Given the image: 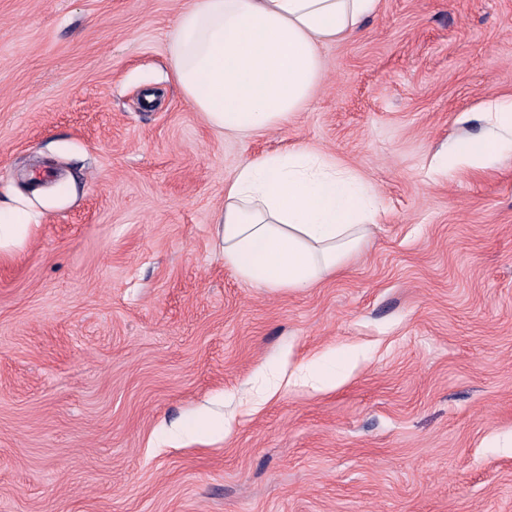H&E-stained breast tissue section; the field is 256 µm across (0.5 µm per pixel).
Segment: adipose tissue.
<instances>
[{
	"instance_id": "ef3b65f1",
	"label": "adipose tissue",
	"mask_w": 512,
	"mask_h": 512,
	"mask_svg": "<svg viewBox=\"0 0 512 512\" xmlns=\"http://www.w3.org/2000/svg\"><path fill=\"white\" fill-rule=\"evenodd\" d=\"M380 0H191L168 44L175 82L222 136L246 138L304 107L320 83L321 45L357 32ZM496 135L456 142L449 166L483 169L512 136V104ZM378 212L358 172L306 146L244 161L215 218L226 266L257 288L302 289L343 271Z\"/></svg>"
}]
</instances>
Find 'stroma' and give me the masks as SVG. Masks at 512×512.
<instances>
[{
    "instance_id": "obj_1",
    "label": "stroma",
    "mask_w": 512,
    "mask_h": 512,
    "mask_svg": "<svg viewBox=\"0 0 512 512\" xmlns=\"http://www.w3.org/2000/svg\"><path fill=\"white\" fill-rule=\"evenodd\" d=\"M188 3L0 0V512H512V147L436 171L512 103V0H380L246 139L174 81ZM300 145L379 213L342 274L256 288L224 182ZM29 220L25 212L0 203V247L18 241L26 232Z\"/></svg>"
}]
</instances>
